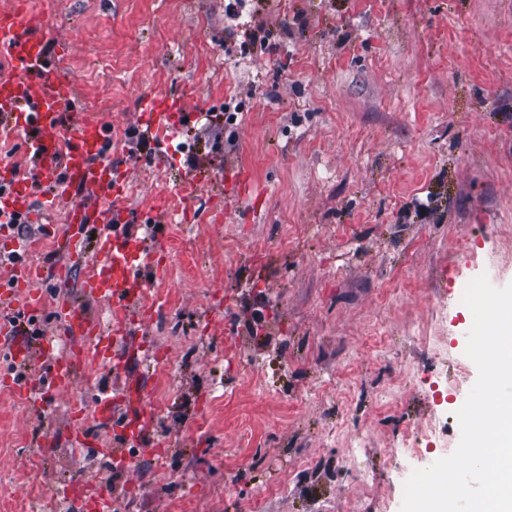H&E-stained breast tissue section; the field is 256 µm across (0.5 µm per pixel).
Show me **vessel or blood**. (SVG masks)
<instances>
[{
    "mask_svg": "<svg viewBox=\"0 0 512 512\" xmlns=\"http://www.w3.org/2000/svg\"><path fill=\"white\" fill-rule=\"evenodd\" d=\"M49 21L25 12L0 13V56H8L15 69L10 77H0V110L9 113V126L26 137L29 156L38 175L37 184L20 179L13 167L0 168V182L8 191L0 196V222L20 213L48 224L57 206H65L68 234L67 256L83 257L93 252L95 264L84 280V292L105 300L110 312L107 324H100L80 307L63 303L55 313L66 339L81 341L80 349L66 355L56 352L53 337L21 336V320L35 317L44 307L42 289L29 287L32 264L15 263L12 286L0 293V302L15 304L14 320L0 321V336L10 339V360L22 368L39 363L36 383L19 390L32 408H40L55 393L69 387L79 370L92 366H131L138 361V346L130 343L131 326L147 311V295L165 271L159 251L142 244L153 236L159 224L173 223L175 216L153 208L142 224L129 223L128 207L122 196H114L106 210L88 204H73L71 192L111 188L115 168L107 157L109 130L93 113H70L76 96L73 82L49 75L45 52ZM184 105L176 99L145 97L139 103L143 134L155 144L159 154L172 153L173 135L181 132ZM107 228L94 243H87L85 230L99 221ZM146 386L140 375L129 377L122 396L99 388L92 406L95 421L107 426L115 442L106 448L93 440L83 412L74 414L72 438L92 448L113 468L130 469L133 451L149 448L153 414L145 400ZM60 497L93 512H112V494L93 481L70 484L60 489Z\"/></svg>",
    "mask_w": 512,
    "mask_h": 512,
    "instance_id": "1",
    "label": "vessel or blood"
}]
</instances>
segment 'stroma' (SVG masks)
I'll return each instance as SVG.
<instances>
[{"mask_svg":"<svg viewBox=\"0 0 512 512\" xmlns=\"http://www.w3.org/2000/svg\"><path fill=\"white\" fill-rule=\"evenodd\" d=\"M10 10L50 20L49 62L75 111L106 120L131 223L160 201L186 219L159 227L167 276L133 326L170 452L115 474L71 444L97 385L121 392L114 370L40 414L0 387V512L31 483L44 512L89 479L116 512H400L411 447L445 457L460 440L452 411L478 377L464 290L491 263L512 283V0H264L236 19L224 0H0ZM181 94L215 123L160 162L129 132L144 96ZM196 167L215 178L188 197ZM239 169L256 215L217 190ZM66 235L60 214L0 246V291L12 252L39 269L30 333L60 335L62 302L109 318L81 290L91 264L52 273ZM258 289L274 306L261 343L245 326Z\"/></svg>","mask_w":512,"mask_h":512,"instance_id":"obj_1","label":"stroma"}]
</instances>
